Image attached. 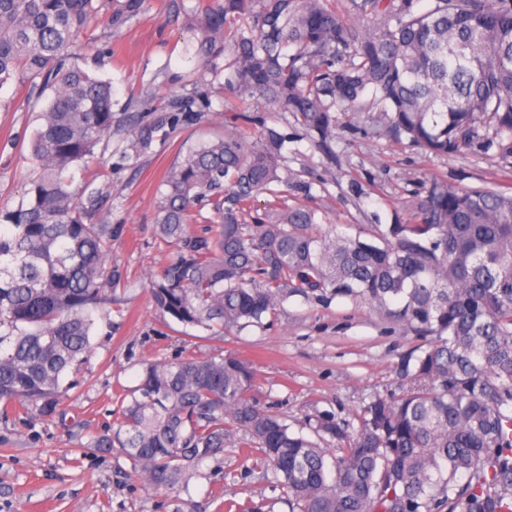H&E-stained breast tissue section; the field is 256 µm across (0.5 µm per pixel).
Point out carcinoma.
<instances>
[{
    "label": "carcinoma",
    "mask_w": 512,
    "mask_h": 512,
    "mask_svg": "<svg viewBox=\"0 0 512 512\" xmlns=\"http://www.w3.org/2000/svg\"><path fill=\"white\" fill-rule=\"evenodd\" d=\"M207 0L195 6L196 67L237 88L242 127L188 149L159 192L155 232L174 252L151 281L164 315L213 334L262 322L292 293L349 297L420 340L399 392L351 420L319 412L302 431L254 397L251 364L180 354L144 364L121 417L85 448H118L147 488L172 489L239 448L297 512H512V194L434 177L408 218L369 238L317 232L285 197L336 184L338 113L378 139L433 155L496 148L512 177V0ZM143 0H0V89L27 88L39 125L32 175L0 208V414L56 412L94 345L92 313L123 272L117 228L97 221L112 157L139 158L203 117L197 90L140 116L112 153V86L72 63L106 11L119 28ZM301 128L325 177L288 172ZM259 128L252 136L249 127ZM84 171L79 187L68 172ZM261 194L269 210L247 224ZM219 219L200 231L203 208Z\"/></svg>",
    "instance_id": "obj_1"
}]
</instances>
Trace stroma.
Here are the masks:
<instances>
[{
    "instance_id": "obj_1",
    "label": "stroma",
    "mask_w": 512,
    "mask_h": 512,
    "mask_svg": "<svg viewBox=\"0 0 512 512\" xmlns=\"http://www.w3.org/2000/svg\"><path fill=\"white\" fill-rule=\"evenodd\" d=\"M189 26L187 16L171 17L169 0H145L137 17L117 29H97V42L82 50L79 66L112 83L113 147L121 146L132 122L130 100L190 91L198 73L185 52ZM236 100L233 87L216 86L199 124L171 132L151 154L113 171L112 205L100 218L118 228L112 261L126 273L127 285L117 289L109 316L97 317L94 353L55 414L0 417V512H173L176 503L186 501L193 512H226L229 500L292 512L287 495L247 468L234 448L205 461L200 476L169 493L130 478L121 451H84V444L114 421L116 391L136 386L144 363L152 360L185 351L200 358H244L257 374V401L295 430L313 413L348 419L371 398L397 392L401 359L417 340L350 298L291 295L265 326L193 343L156 308L146 277L158 274L172 253L154 231L159 185L191 146L234 127L229 107ZM36 126L22 96L0 92V206L15 207L24 192ZM336 148L351 158L350 167L337 172V185L296 199L315 210L324 233L353 235L390 223L403 202L435 176L459 189L512 191V180L503 176L491 149L435 156L345 126L338 130Z\"/></svg>"
}]
</instances>
